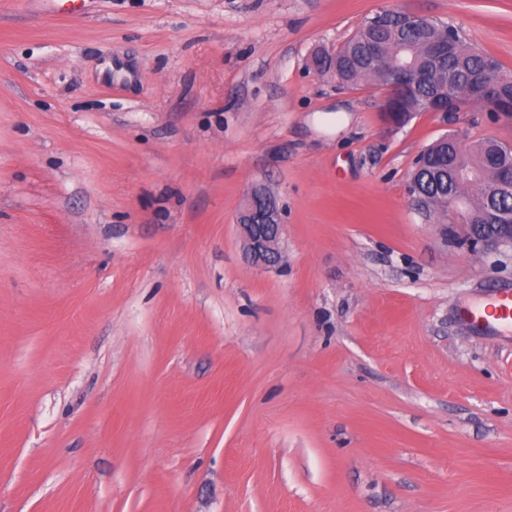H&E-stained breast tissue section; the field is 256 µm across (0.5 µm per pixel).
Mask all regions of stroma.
Here are the masks:
<instances>
[{
    "label": "stroma",
    "mask_w": 512,
    "mask_h": 512,
    "mask_svg": "<svg viewBox=\"0 0 512 512\" xmlns=\"http://www.w3.org/2000/svg\"><path fill=\"white\" fill-rule=\"evenodd\" d=\"M380 9L512 73V0H0V512H512V335L464 316L512 252L408 192L512 116L310 66ZM236 226L248 263L261 268L282 264L284 210L277 195L265 184L252 187L236 217Z\"/></svg>",
    "instance_id": "obj_1"
}]
</instances>
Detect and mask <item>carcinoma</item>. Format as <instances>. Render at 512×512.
I'll list each match as a JSON object with an SVG mask.
<instances>
[{"label": "carcinoma", "mask_w": 512, "mask_h": 512, "mask_svg": "<svg viewBox=\"0 0 512 512\" xmlns=\"http://www.w3.org/2000/svg\"><path fill=\"white\" fill-rule=\"evenodd\" d=\"M386 27H368L361 24L355 33L336 50V59L314 57L321 70L334 71V77L346 87H354L372 76L368 55L375 48H382L411 62L419 69L417 88L408 99L407 111L425 112L431 102L446 101L453 93L466 91L463 104L468 111L486 112L499 101L512 99V83L498 87L496 94L489 96L482 91L481 82L493 58L467 44L459 31H454L455 43L448 55L439 60L431 57L430 48L444 37L443 28L433 27L419 32L400 23V13L388 12ZM493 140L465 144L463 141L447 143L437 140L423 154L433 160L434 172L420 170L416 182L425 194L441 200L450 193L468 199L471 209L481 207V196L477 183H488L497 167ZM469 170V176L459 180L455 168Z\"/></svg>", "instance_id": "1"}]
</instances>
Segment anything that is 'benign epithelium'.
<instances>
[{
	"label": "benign epithelium",
	"instance_id": "obj_1",
	"mask_svg": "<svg viewBox=\"0 0 512 512\" xmlns=\"http://www.w3.org/2000/svg\"><path fill=\"white\" fill-rule=\"evenodd\" d=\"M374 73L381 76L394 95L384 100L382 116L392 126V117L399 104L407 98L415 86V77L407 64H390L387 56L379 52L373 58ZM498 197L512 196V145L498 155ZM486 228L470 226L466 242L469 249L480 256L512 250V211L499 208L490 202L483 216ZM243 254L248 263L261 268L282 264L284 255L281 241L284 227V210L277 195L266 185L252 187L247 201L236 217Z\"/></svg>",
	"mask_w": 512,
	"mask_h": 512
}]
</instances>
